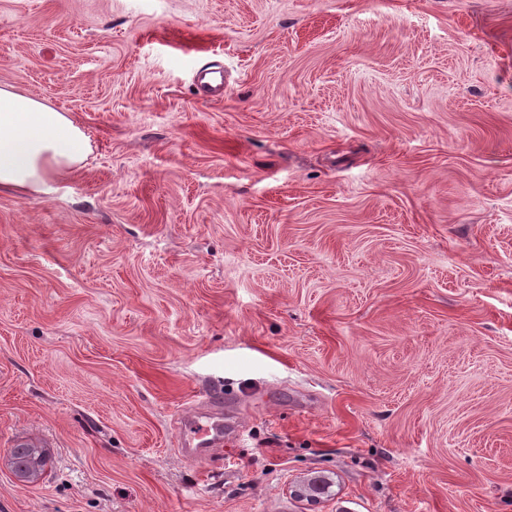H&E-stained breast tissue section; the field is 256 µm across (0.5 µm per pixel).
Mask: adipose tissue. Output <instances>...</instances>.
I'll use <instances>...</instances> for the list:
<instances>
[{
	"mask_svg": "<svg viewBox=\"0 0 512 512\" xmlns=\"http://www.w3.org/2000/svg\"><path fill=\"white\" fill-rule=\"evenodd\" d=\"M89 138L67 113L12 85L0 84V190L47 192L81 168Z\"/></svg>",
	"mask_w": 512,
	"mask_h": 512,
	"instance_id": "ef3b65f1",
	"label": "adipose tissue"
}]
</instances>
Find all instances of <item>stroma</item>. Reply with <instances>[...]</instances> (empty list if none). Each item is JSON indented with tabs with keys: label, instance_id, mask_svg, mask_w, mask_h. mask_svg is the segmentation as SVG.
<instances>
[{
	"label": "stroma",
	"instance_id": "obj_1",
	"mask_svg": "<svg viewBox=\"0 0 512 512\" xmlns=\"http://www.w3.org/2000/svg\"><path fill=\"white\" fill-rule=\"evenodd\" d=\"M0 84L91 143L0 193V512H512V0H0ZM209 408L208 424L194 426L192 437L187 439L181 436L179 440L178 450L186 451L189 446H193L194 441L198 442L194 445L196 448H212L222 446L224 441V402L222 400L210 399L207 403ZM18 444L27 445H17L15 448H12L11 456L14 471L32 473V478L28 481L33 482L38 479L44 470L46 462L45 453L42 448H37L27 441Z\"/></svg>",
	"mask_w": 512,
	"mask_h": 512
}]
</instances>
